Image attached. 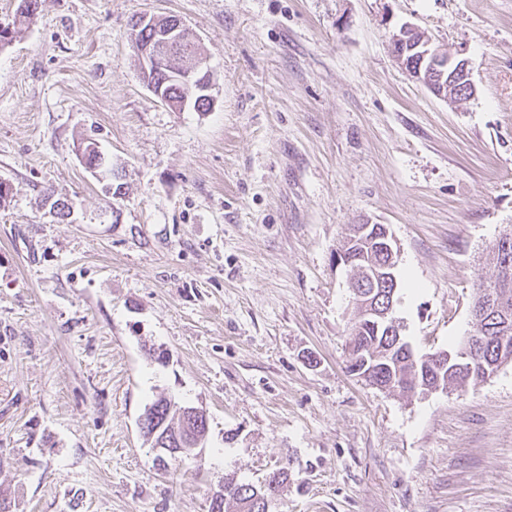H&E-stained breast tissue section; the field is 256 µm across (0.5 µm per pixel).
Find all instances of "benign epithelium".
Here are the masks:
<instances>
[{"label": "benign epithelium", "mask_w": 512, "mask_h": 512, "mask_svg": "<svg viewBox=\"0 0 512 512\" xmlns=\"http://www.w3.org/2000/svg\"><path fill=\"white\" fill-rule=\"evenodd\" d=\"M419 32V28L406 24L401 27L398 34L393 36V43L402 47L403 51L396 53V58L401 66H406L404 55L409 53L413 55L416 66L408 69V73L417 82L424 85L436 97L448 99V95L453 93L459 96L475 92V85L471 79L469 62L467 59L448 54L446 50L434 44L429 38L415 40L413 35ZM196 40L195 34L178 17L169 19L166 25L157 28V33L152 42L146 46L135 45V51L138 54L144 68H149L152 63L158 60V57L165 54L172 46L191 43ZM169 78L183 83L191 88L195 87L204 95L206 101L211 103L214 98L211 94L213 81H208L202 77L200 66L190 61L182 67L169 71ZM368 228L361 229L356 238L351 242L355 247L368 246L384 255L395 256L397 248L395 240L389 233L372 238L367 235ZM396 265L392 262L383 263L369 268L364 273L365 281L374 286L389 287L396 285ZM354 302L356 307L362 308V314L372 320L387 324H396L397 319L392 317V308L377 307L366 301L367 295L362 291H355ZM484 344L483 337L476 332H469L463 339L458 351L454 354H444L440 352L418 355L414 350H407L410 359L415 364L423 365V368H432L441 371L445 366H462L472 364L478 359V349ZM206 435L193 432H187L177 438V444L180 451L191 457L195 455L196 449L202 447Z\"/></svg>", "instance_id": "obj_1"}]
</instances>
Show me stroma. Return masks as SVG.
I'll return each mask as SVG.
<instances>
[{"label":"stroma","instance_id":"obj_1","mask_svg":"<svg viewBox=\"0 0 512 512\" xmlns=\"http://www.w3.org/2000/svg\"><path fill=\"white\" fill-rule=\"evenodd\" d=\"M139 13L196 34L208 111L144 83ZM406 23L468 59L473 97L399 67ZM0 181L8 512H209L224 479L285 465L271 512H512V363L463 390L367 384L336 264L349 225H389L414 350L469 330L512 230V0H41L0 50ZM161 394L205 411L200 459L146 443Z\"/></svg>","mask_w":512,"mask_h":512}]
</instances>
